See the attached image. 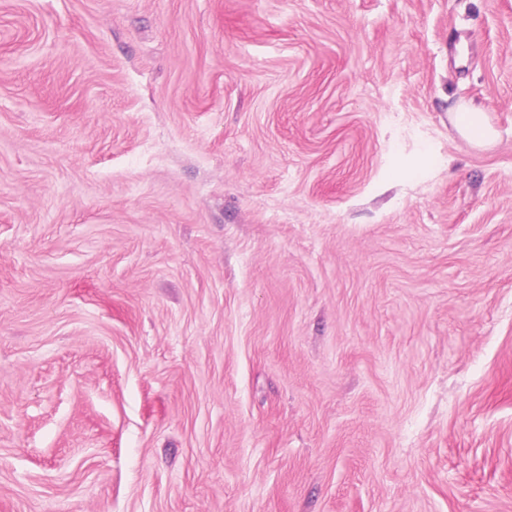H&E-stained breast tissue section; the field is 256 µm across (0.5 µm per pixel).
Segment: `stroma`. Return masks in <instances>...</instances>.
<instances>
[{
	"instance_id": "35a3bbf8",
	"label": "stroma",
	"mask_w": 512,
	"mask_h": 512,
	"mask_svg": "<svg viewBox=\"0 0 512 512\" xmlns=\"http://www.w3.org/2000/svg\"><path fill=\"white\" fill-rule=\"evenodd\" d=\"M0 512H512V0H0ZM457 111L463 113L465 136L471 143L483 146L495 140L496 132L483 109L470 103H459Z\"/></svg>"
}]
</instances>
